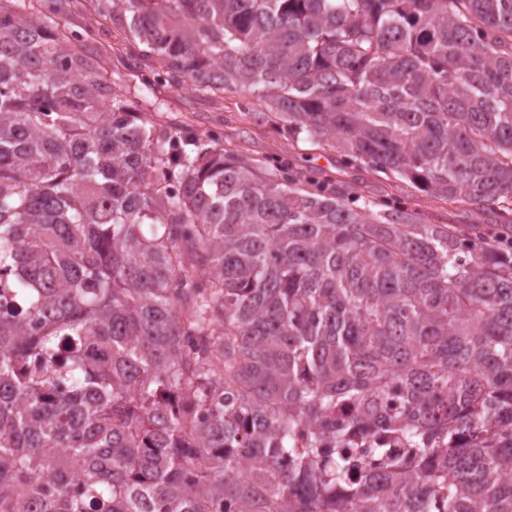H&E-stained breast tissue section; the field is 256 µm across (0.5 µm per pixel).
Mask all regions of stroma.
I'll return each instance as SVG.
<instances>
[{"label": "stroma", "instance_id": "35a3bbf8", "mask_svg": "<svg viewBox=\"0 0 512 512\" xmlns=\"http://www.w3.org/2000/svg\"><path fill=\"white\" fill-rule=\"evenodd\" d=\"M63 18L66 27L83 35L85 54L106 71L112 90L132 92L140 112L172 129L199 135L218 133L226 150L272 164H291L315 177L330 175L380 196L395 206L416 213L425 224L481 223V216L466 205L424 196L409 182L369 170H342L331 143L289 140L287 133L264 114V105L244 92L212 94L169 85H145L143 75L152 59L138 56L127 31L117 24L98 21L91 0H71Z\"/></svg>", "mask_w": 512, "mask_h": 512}]
</instances>
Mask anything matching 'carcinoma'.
<instances>
[{
	"label": "carcinoma",
	"mask_w": 512,
	"mask_h": 512,
	"mask_svg": "<svg viewBox=\"0 0 512 512\" xmlns=\"http://www.w3.org/2000/svg\"><path fill=\"white\" fill-rule=\"evenodd\" d=\"M35 2L0 0V512H512V0L96 7L484 232L175 136Z\"/></svg>",
	"instance_id": "1"
}]
</instances>
